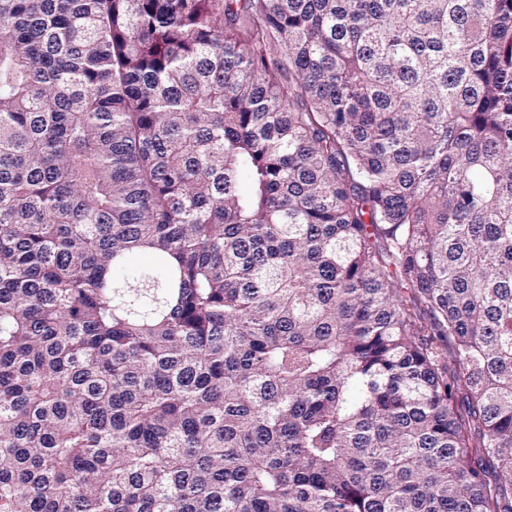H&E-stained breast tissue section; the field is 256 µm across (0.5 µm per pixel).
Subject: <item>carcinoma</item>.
<instances>
[{
  "label": "carcinoma",
  "mask_w": 512,
  "mask_h": 512,
  "mask_svg": "<svg viewBox=\"0 0 512 512\" xmlns=\"http://www.w3.org/2000/svg\"><path fill=\"white\" fill-rule=\"evenodd\" d=\"M0 512H512V0H0Z\"/></svg>",
  "instance_id": "cac0c4a2"
}]
</instances>
